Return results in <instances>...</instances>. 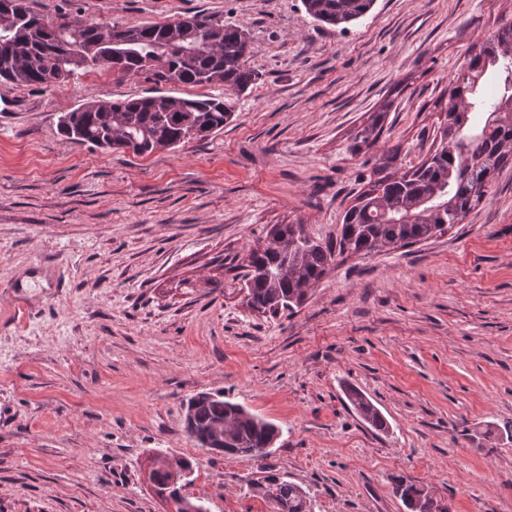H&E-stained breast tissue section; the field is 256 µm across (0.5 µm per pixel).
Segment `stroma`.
<instances>
[{
	"mask_svg": "<svg viewBox=\"0 0 512 512\" xmlns=\"http://www.w3.org/2000/svg\"><path fill=\"white\" fill-rule=\"evenodd\" d=\"M27 3L124 26L219 14L249 30L259 79L223 131L143 157L70 143L57 118L217 87L0 82V512H168L144 477L154 451L191 460L184 494L209 512H269L247 483L270 474L314 512H407L398 479L448 512H512V165L444 233L336 259L292 315L245 289L273 225L335 236L372 173L349 138L384 103L379 150L424 159L442 89L512 0H377L347 31L301 0ZM217 391L281 429L264 460L187 437L183 403ZM347 399L364 422L376 430L385 429L386 421L382 413L368 397L356 390H350Z\"/></svg>",
	"mask_w": 512,
	"mask_h": 512,
	"instance_id": "stroma-1",
	"label": "stroma"
}]
</instances>
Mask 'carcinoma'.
Listing matches in <instances>:
<instances>
[{
    "label": "carcinoma",
    "mask_w": 512,
    "mask_h": 512,
    "mask_svg": "<svg viewBox=\"0 0 512 512\" xmlns=\"http://www.w3.org/2000/svg\"><path fill=\"white\" fill-rule=\"evenodd\" d=\"M318 25L346 31L375 7L376 0H302ZM250 32L224 16L199 13L153 25L119 27L60 14L48 22L26 0H0V80L17 85L61 86L79 73L107 69L140 76L156 85L179 83L224 88L222 96H146L124 100L91 99L58 117L57 131L71 143L136 156L175 150L192 139L224 129L239 96L258 75L247 65ZM495 77L499 90L484 105L483 84ZM446 113L431 154L403 174L388 168L398 150L375 166L377 179L363 183L342 217L334 241L302 237L301 224H276L264 247L250 251L246 267L247 305L272 316L291 311L306 298L335 262L346 254L405 247L462 223L512 163V23L501 24L469 48L465 62L448 81ZM391 103L356 129L349 146L359 155L371 150L383 132ZM347 399L376 430L386 421L376 405L351 390ZM184 431L197 447L222 446L227 456H268L281 435L275 424L224 399L205 394L186 406ZM252 492L284 504L287 512H313L299 485L273 476L250 481ZM394 495L410 512H445L431 489L397 480Z\"/></svg>",
    "instance_id": "carcinoma-1"
}]
</instances>
